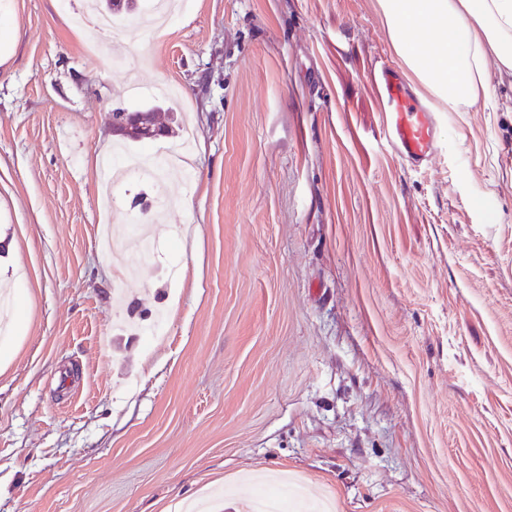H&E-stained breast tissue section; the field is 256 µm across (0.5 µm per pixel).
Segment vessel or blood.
<instances>
[{
  "instance_id": "vessel-or-blood-1",
  "label": "vessel or blood",
  "mask_w": 512,
  "mask_h": 512,
  "mask_svg": "<svg viewBox=\"0 0 512 512\" xmlns=\"http://www.w3.org/2000/svg\"><path fill=\"white\" fill-rule=\"evenodd\" d=\"M369 81L391 153L416 168L431 164L440 150L432 102L414 94L389 64L373 67Z\"/></svg>"
}]
</instances>
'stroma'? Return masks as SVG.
<instances>
[{"label": "stroma", "mask_w": 512, "mask_h": 512, "mask_svg": "<svg viewBox=\"0 0 512 512\" xmlns=\"http://www.w3.org/2000/svg\"><path fill=\"white\" fill-rule=\"evenodd\" d=\"M0 512H512V82L391 154L381 0H190L113 50L85 0H0ZM191 135L156 254L102 241L112 112ZM114 193L115 206L101 201Z\"/></svg>", "instance_id": "stroma-1"}]
</instances>
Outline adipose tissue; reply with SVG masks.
<instances>
[{"label":"adipose tissue","mask_w":512,"mask_h":512,"mask_svg":"<svg viewBox=\"0 0 512 512\" xmlns=\"http://www.w3.org/2000/svg\"><path fill=\"white\" fill-rule=\"evenodd\" d=\"M393 45L445 86L449 111L487 96L491 73L512 78V0H383ZM428 20L421 28L419 20Z\"/></svg>","instance_id":"adipose-tissue-1"}]
</instances>
